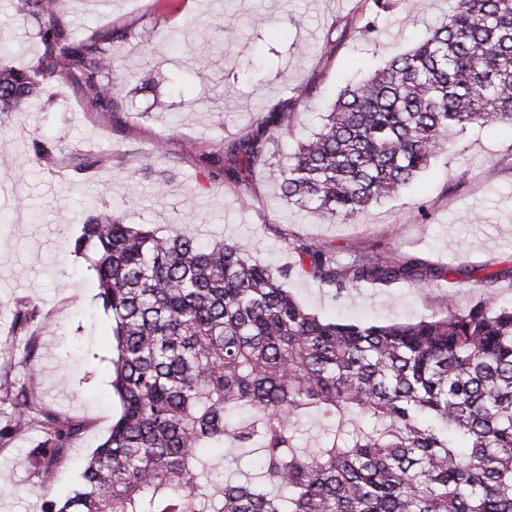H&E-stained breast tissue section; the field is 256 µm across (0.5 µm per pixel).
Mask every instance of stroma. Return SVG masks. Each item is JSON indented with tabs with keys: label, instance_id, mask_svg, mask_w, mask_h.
Returning <instances> with one entry per match:
<instances>
[{
	"label": "stroma",
	"instance_id": "obj_1",
	"mask_svg": "<svg viewBox=\"0 0 512 512\" xmlns=\"http://www.w3.org/2000/svg\"><path fill=\"white\" fill-rule=\"evenodd\" d=\"M454 0H390L377 40L355 26L364 0H68L73 31L94 24L127 32L115 45L124 72L120 110L104 112L62 82L19 112H0V512H43L79 480L77 463L106 436L120 410L112 393V319L87 262L73 253L83 205L110 210L161 236L189 232L214 243L235 238L254 259L288 271L286 287L321 317L413 321L443 298L457 307L493 293L512 304V127L488 123L459 131L408 188L348 222L320 221L280 200L278 169L300 140L317 132L340 91L396 53L412 48ZM265 26H257V19ZM33 21L0 0V64L27 66L40 44ZM208 47L204 61L189 45ZM304 82L314 95L283 135L271 165L245 177H213L204 162L215 139L255 130L268 106ZM75 158L104 155L92 181L36 160L33 138ZM302 236L347 256L373 247L444 268L426 284L365 285L344 296L297 270L290 249ZM37 322L19 329V302ZM40 374L39 407L82 424L67 458L49 473L28 463L43 434L17 425L11 392L30 369Z\"/></svg>",
	"mask_w": 512,
	"mask_h": 512
}]
</instances>
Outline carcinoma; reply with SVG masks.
Wrapping results in <instances>:
<instances>
[{
    "mask_svg": "<svg viewBox=\"0 0 512 512\" xmlns=\"http://www.w3.org/2000/svg\"><path fill=\"white\" fill-rule=\"evenodd\" d=\"M41 51L0 68V112H17L64 79L104 112L123 81L103 27L77 38L65 0H13ZM272 104L257 128L213 144L206 164L240 177L269 162L295 105ZM512 124V0H456L448 18L365 81L345 87L318 132L280 172L281 196L322 220L350 221L406 188L469 125ZM101 157L82 155L77 178ZM298 271L342 295L365 283L442 275L414 257L290 242ZM73 252L111 313V385L120 405L81 480L45 512H512V306L486 292L446 299L413 322L322 319L283 275L226 240L164 237L101 211ZM37 373L17 393V423ZM326 421L314 448L301 418ZM33 454L46 472L80 431L42 411Z\"/></svg>",
    "mask_w": 512,
    "mask_h": 512,
    "instance_id": "carcinoma-1",
    "label": "carcinoma"
}]
</instances>
